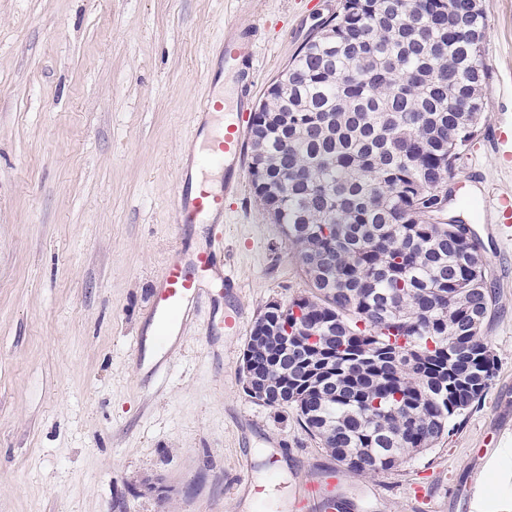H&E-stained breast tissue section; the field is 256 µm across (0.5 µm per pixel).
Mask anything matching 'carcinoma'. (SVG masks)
I'll return each instance as SVG.
<instances>
[{
	"label": "carcinoma",
	"mask_w": 512,
	"mask_h": 512,
	"mask_svg": "<svg viewBox=\"0 0 512 512\" xmlns=\"http://www.w3.org/2000/svg\"><path fill=\"white\" fill-rule=\"evenodd\" d=\"M485 37L479 0H341L250 123L255 195L309 285L256 319L251 372L356 471L433 448L494 377L484 245L442 221L480 131ZM285 323L315 346L275 362Z\"/></svg>",
	"instance_id": "cac0c4a2"
}]
</instances>
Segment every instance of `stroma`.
I'll list each match as a JSON object with an SVG mask.
<instances>
[{
	"label": "stroma",
	"instance_id": "1",
	"mask_svg": "<svg viewBox=\"0 0 512 512\" xmlns=\"http://www.w3.org/2000/svg\"><path fill=\"white\" fill-rule=\"evenodd\" d=\"M338 3L0 0V512H319L295 487L332 472L345 512L512 504V238L472 216L496 293L482 331L495 377L450 435L396 470L348 469L294 408L244 392L255 319L308 289L250 177L224 203L237 285L221 304L238 331H209L204 309L159 380L133 357L183 238L174 190L225 28L258 32L256 105ZM481 4L487 110L456 171L460 199L512 190L495 140L512 119V0Z\"/></svg>",
	"mask_w": 512,
	"mask_h": 512
}]
</instances>
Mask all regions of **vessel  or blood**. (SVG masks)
Listing matches in <instances>:
<instances>
[{
    "instance_id": "vessel-or-blood-1",
    "label": "vessel or blood",
    "mask_w": 512,
    "mask_h": 512,
    "mask_svg": "<svg viewBox=\"0 0 512 512\" xmlns=\"http://www.w3.org/2000/svg\"><path fill=\"white\" fill-rule=\"evenodd\" d=\"M253 32L229 29V46L223 70H212V78L221 73L233 75L237 84V118L223 117L224 100L212 93L203 101L200 119L192 133L185 163L176 186L175 208L180 224H220L224 221V202L237 192L245 166L246 128L241 114L247 111L252 85ZM224 172L222 183L209 180L210 171ZM481 219L497 224L512 223V198L507 193L483 197ZM232 287L235 278L224 268V239L215 235L205 246L183 245L172 249L165 260L163 274L153 289L148 313L149 332L139 336L135 360L147 374H160L167 366L166 350L182 336L185 326L194 320L210 293L213 282Z\"/></svg>"
}]
</instances>
